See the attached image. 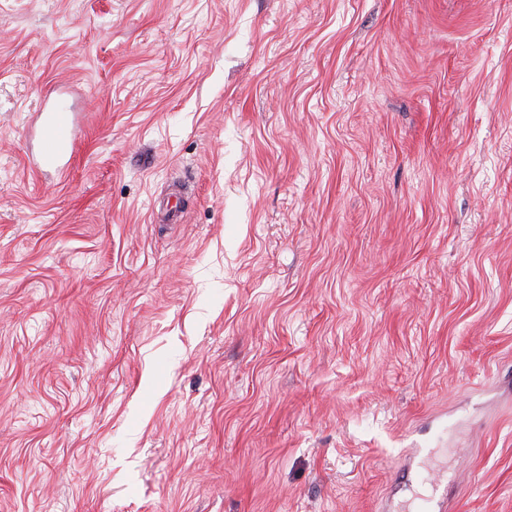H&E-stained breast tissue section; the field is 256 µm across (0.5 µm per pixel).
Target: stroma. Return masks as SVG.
Listing matches in <instances>:
<instances>
[{"label": "stroma", "instance_id": "1", "mask_svg": "<svg viewBox=\"0 0 512 512\" xmlns=\"http://www.w3.org/2000/svg\"><path fill=\"white\" fill-rule=\"evenodd\" d=\"M0 512H512V0H0ZM39 137L41 148L33 160L32 171L36 175L48 171L63 175L68 170L78 141L74 113L59 103L41 112Z\"/></svg>", "mask_w": 512, "mask_h": 512}]
</instances>
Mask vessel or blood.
Listing matches in <instances>:
<instances>
[{"label":"vessel or blood","mask_w":512,"mask_h":512,"mask_svg":"<svg viewBox=\"0 0 512 512\" xmlns=\"http://www.w3.org/2000/svg\"><path fill=\"white\" fill-rule=\"evenodd\" d=\"M39 137L41 148L33 161L34 174L48 171L64 174L78 141L74 114L61 104L41 113Z\"/></svg>","instance_id":"1"}]
</instances>
